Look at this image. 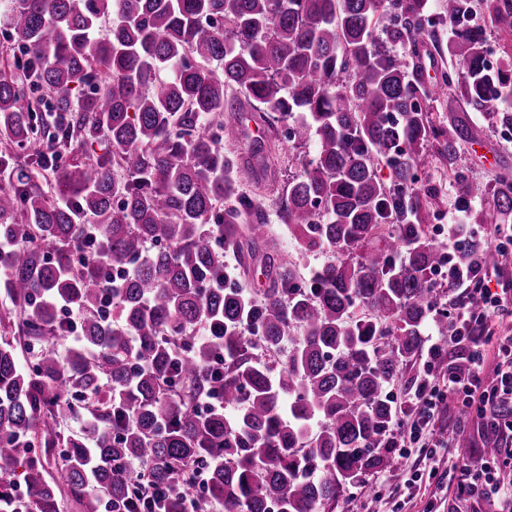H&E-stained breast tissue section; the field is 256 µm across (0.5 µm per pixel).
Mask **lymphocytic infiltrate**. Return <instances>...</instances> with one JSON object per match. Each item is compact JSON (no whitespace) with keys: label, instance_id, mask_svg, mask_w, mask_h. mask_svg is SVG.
Wrapping results in <instances>:
<instances>
[{"label":"lymphocytic infiltrate","instance_id":"1","mask_svg":"<svg viewBox=\"0 0 512 512\" xmlns=\"http://www.w3.org/2000/svg\"><path fill=\"white\" fill-rule=\"evenodd\" d=\"M462 218L448 226L446 253L463 269L459 281L465 290L448 304V334L432 341L423 354L420 379L406 397L407 416L396 427L399 446L418 444L432 450L428 476L438 478L440 468L453 466L456 499L453 512H512V333L496 334L504 314L512 315V282L492 280L461 247ZM467 356V372L453 369L457 355ZM474 406L479 435L495 434L497 454L480 468L457 463L456 434H442L439 414L450 403Z\"/></svg>","mask_w":512,"mask_h":512}]
</instances>
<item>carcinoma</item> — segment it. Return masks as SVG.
Returning <instances> with one entry per match:
<instances>
[{
    "label": "carcinoma",
    "mask_w": 512,
    "mask_h": 512,
    "mask_svg": "<svg viewBox=\"0 0 512 512\" xmlns=\"http://www.w3.org/2000/svg\"><path fill=\"white\" fill-rule=\"evenodd\" d=\"M399 7L385 25L384 0H6L0 165L16 150L29 168L0 185V238L19 243L0 252L16 307L0 315V512H19L20 485L28 512H57L62 493L80 512H143V481L184 512L205 460L198 512H324L397 464L388 388L420 350L433 272L460 276L426 229L437 193L416 175L428 144L460 208L512 218L511 167L464 173L470 111L491 106L512 130V53L487 60L490 29L512 30V0ZM444 23L459 65L428 84L421 48ZM228 89L285 124L293 148L315 140L278 216L298 252L343 259L306 277L271 249L265 203L224 154L244 140L224 120L240 107ZM445 97L438 126L431 103ZM101 135L102 154H77ZM58 145L74 156L47 170ZM467 248L498 262L487 242ZM228 251L244 270L261 261L260 294L227 277ZM48 296L83 313L64 357L68 327ZM202 324L213 335L196 340ZM214 391L232 414L201 410ZM66 417L82 425L64 436Z\"/></svg>",
    "instance_id": "obj_1"
}]
</instances>
